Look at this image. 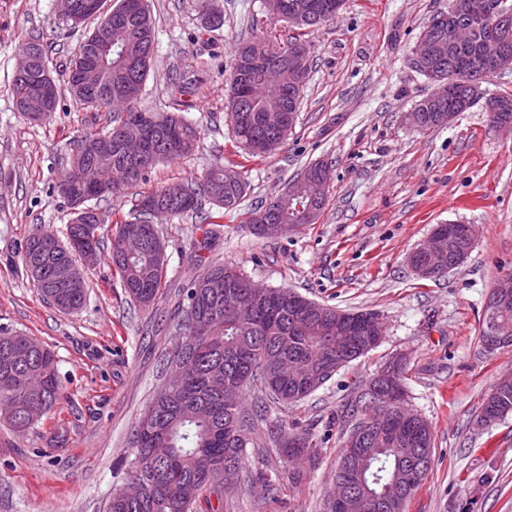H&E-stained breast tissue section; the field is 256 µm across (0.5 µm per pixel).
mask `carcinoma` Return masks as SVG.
<instances>
[{
	"label": "carcinoma",
	"mask_w": 512,
	"mask_h": 512,
	"mask_svg": "<svg viewBox=\"0 0 512 512\" xmlns=\"http://www.w3.org/2000/svg\"><path fill=\"white\" fill-rule=\"evenodd\" d=\"M136 8L119 17H112V40H126L137 48L136 54L121 55L116 48L105 53V64L112 68V81H121V91L111 88L107 79L97 87L91 100L67 88L76 103L99 112H110L107 134L112 136V162L134 168L131 181L124 187L112 190L110 197L127 196L147 181L148 172L155 165L178 159L188 154L196 144L197 129L183 116L174 112H143L137 107L148 67L140 58L152 54L155 30L148 9L137 8L138 0H128ZM106 20L94 26L80 41L77 53L69 66V80L90 64L97 52L94 32ZM465 28L468 38L454 48L451 55L452 73L462 80L475 66L474 51L484 40L487 24L469 19ZM301 42L293 37L286 42L267 38H253L238 47L231 74L229 121L234 147L251 157H262L279 150L288 138L296 121L288 120L300 108L299 93L289 96L281 89L272 88L264 99L240 109L243 88L240 69L253 59L271 64L281 59L288 46ZM34 52V73L14 76L11 94L18 111L24 110L25 97L38 93L41 76H50L46 50L40 38L34 36L25 44ZM435 100L424 97L416 104L421 113L419 128L428 130L444 126L450 112H465L474 102L465 100L456 90L433 92ZM143 125L154 128L150 142L153 157L141 163L127 159L122 153L121 138L124 132ZM102 133L86 131L77 140L70 168L57 182L56 187H68V203L76 200L88 202L103 195L81 182L77 171L80 163V143L100 138ZM188 192L181 202L166 199L164 189L154 188L139 193V203L129 220H117V229L110 241V263L116 272L121 288L129 299L144 308L154 306L162 298L166 263L160 262L154 247L165 248V241L157 225L155 213L164 212L172 217L196 213L203 198H208L216 211L208 216L210 224L221 225L224 216L240 210L250 184L236 166L218 165L186 182ZM274 209L273 217L279 224H301L295 217L288 199L276 207L266 201L247 212L245 223L250 232L262 236L257 215ZM146 233L145 247L133 254L123 251L122 243L133 222ZM99 223L66 225V234L78 236L85 243L100 248L97 234ZM58 238L51 229L35 228L26 238L21 263L26 272L31 268L40 271L36 287L48 300L52 293L45 284L59 279L63 269L77 261V253L69 249L51 248L48 242ZM57 294L71 310L81 308L86 300V282L78 288H59ZM247 296L256 307L253 321L245 326L237 324L232 312L236 298ZM304 296L290 288H260L241 269L220 261L193 275L183 285L178 309L180 318L174 330L175 346L168 353L167 368L183 369L178 384H164L153 398L145 413L133 426L129 443L134 448V458L128 464V477L138 478L143 484L142 496L129 499L122 489L112 490L107 512H196V505L206 493L223 497L226 488L235 484L242 468L245 448L251 445L248 434L262 421L263 409H247L244 390L250 386L277 403L292 404L305 399L310 392L293 379L276 373L275 364L282 359L302 363L309 371H320L332 365L336 353V331L315 317L303 303ZM42 376L43 387L32 396L24 390L27 373ZM0 380H10L13 387L0 393V420L14 428L31 427L25 407L33 405L47 416L60 398L62 384L58 361L48 347L20 332L0 331ZM239 392L237 403L229 407L224 403V388ZM381 409L374 414L382 413ZM512 412V387L494 389L485 399L480 419L500 418ZM385 418L392 424L386 431H376L371 443L374 451L367 461L365 480L377 494H388L395 481L400 462L396 448H429L432 446L431 425L420 415L401 404L390 405ZM284 427L278 423L266 426L267 438L279 446L281 454L289 460L310 459L315 456L314 436L308 430L298 432L303 447L288 450L280 447Z\"/></svg>",
	"instance_id": "cac0c4a2"
}]
</instances>
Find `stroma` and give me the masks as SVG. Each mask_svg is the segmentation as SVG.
<instances>
[{
  "instance_id": "1",
  "label": "stroma",
  "mask_w": 512,
  "mask_h": 512,
  "mask_svg": "<svg viewBox=\"0 0 512 512\" xmlns=\"http://www.w3.org/2000/svg\"><path fill=\"white\" fill-rule=\"evenodd\" d=\"M155 44L141 109L179 112L200 141L187 157L152 169L147 188L185 182L217 163L237 161L251 191L246 205L278 195L309 163L333 167L317 223L258 239L240 216L204 240L210 205L195 217H159L166 242V288L147 310L126 298L107 246L113 224L85 271L83 307L59 311L42 298L19 251L29 232L62 234L70 219L55 184L70 166L73 141L105 131L106 115L64 93L54 112L28 123L10 92L22 46L40 36L50 75L68 82L80 42L65 35L55 0H0V329L50 347L59 360L62 396L26 432L0 421V512H106L132 459L133 423L167 379L163 358L178 320V291L206 264L237 265L256 284L288 287L340 310H370L384 326L381 344L339 369L302 401L273 404L266 419L313 429L315 464L291 487V462L255 430L237 486L223 503L198 512H325L341 445L356 420L365 385L392 356L405 354V405L432 426L431 468L405 512H512V413L476 427L484 398L512 375V347L483 350L479 336L497 279L512 274V132L493 127L482 105L447 126L412 124L432 91L414 49L448 0H345L335 18L306 36L309 79L293 134L276 154L235 157L225 115L232 58L255 37L286 40L295 26L268 16L263 0H216L205 24L198 0H146ZM478 232L475 248L446 276L418 279L407 254L439 224ZM195 263H187V254Z\"/></svg>"
}]
</instances>
